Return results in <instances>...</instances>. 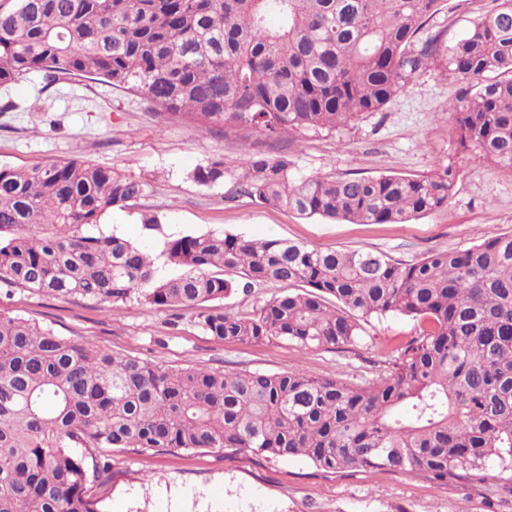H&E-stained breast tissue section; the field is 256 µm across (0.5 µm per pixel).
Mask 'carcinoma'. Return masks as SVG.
I'll list each match as a JSON object with an SVG mask.
<instances>
[{"label": "carcinoma", "mask_w": 512, "mask_h": 512, "mask_svg": "<svg viewBox=\"0 0 512 512\" xmlns=\"http://www.w3.org/2000/svg\"><path fill=\"white\" fill-rule=\"evenodd\" d=\"M450 47L419 33L440 0H14L0 10V86L31 72L101 81L200 132L333 131L380 111L430 62L465 84L448 106L459 149L512 168V0ZM224 160L192 172L224 182ZM456 173L298 176L251 155L260 204L351 224H406L448 205ZM148 183L86 161L0 166V284L48 296L192 310L218 341L354 344L361 322L425 325L377 379L298 369L163 367L0 310V512H102L112 453L247 450L327 471L388 469L512 497V233L412 264L231 233L164 244L162 265L101 227ZM300 284L251 313L216 302Z\"/></svg>", "instance_id": "obj_1"}]
</instances>
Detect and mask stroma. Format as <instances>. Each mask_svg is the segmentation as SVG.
Returning <instances> with one entry per match:
<instances>
[{"label": "stroma", "instance_id": "obj_1", "mask_svg": "<svg viewBox=\"0 0 512 512\" xmlns=\"http://www.w3.org/2000/svg\"><path fill=\"white\" fill-rule=\"evenodd\" d=\"M492 0H443L424 35L450 46ZM464 85L444 67L418 73L381 111L332 132L272 141L252 129L224 135L161 121L143 99L78 78L47 83L32 73L0 87V166L87 160L146 179L134 205L113 208L103 222L113 234L157 253L165 241L226 231L322 249L382 252L409 264L432 251L455 250L512 231V169L477 150L458 151L449 104ZM288 157L302 176L426 175L457 172L447 207L406 224L334 223L259 204L236 180L252 154ZM223 159V183L204 187L192 171ZM161 219L145 230L143 215ZM47 326L60 336L152 361L226 373L300 369L364 383L388 370L397 350L418 334L415 321L389 314L363 324L359 342L343 349H306L273 338L222 343L192 311L159 308L138 295L123 302L38 295L0 287V309ZM106 512H512V497L490 484L434 485L414 474L375 470L331 473L302 458L248 451L178 452L127 449L112 456Z\"/></svg>", "mask_w": 512, "mask_h": 512}]
</instances>
